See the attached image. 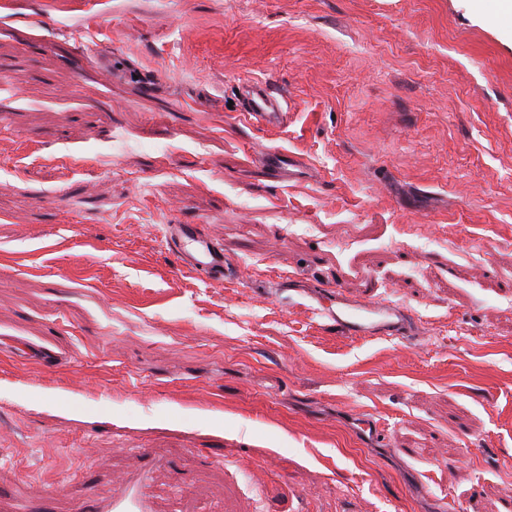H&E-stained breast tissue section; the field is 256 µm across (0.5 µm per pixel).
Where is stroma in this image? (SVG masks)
Listing matches in <instances>:
<instances>
[{
	"label": "stroma",
	"mask_w": 512,
	"mask_h": 512,
	"mask_svg": "<svg viewBox=\"0 0 512 512\" xmlns=\"http://www.w3.org/2000/svg\"><path fill=\"white\" fill-rule=\"evenodd\" d=\"M7 12L1 492L70 512L152 448L230 512H512V33L492 0ZM245 79L282 127L242 114ZM270 149L291 177L265 175ZM184 223L224 247L223 283L167 248ZM331 286L405 308V334L337 332Z\"/></svg>",
	"instance_id": "obj_1"
}]
</instances>
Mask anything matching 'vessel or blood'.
Segmentation results:
<instances>
[{
	"label": "vessel or blood",
	"mask_w": 512,
	"mask_h": 512,
	"mask_svg": "<svg viewBox=\"0 0 512 512\" xmlns=\"http://www.w3.org/2000/svg\"><path fill=\"white\" fill-rule=\"evenodd\" d=\"M244 87V110L252 121L269 128L280 127L286 114L267 85L248 81ZM165 240L182 267L208 281H223L230 260L223 247L202 234L198 225H166ZM321 313L347 336L398 337L404 334L411 320L408 311L395 304L353 300L332 287L323 293ZM139 457L138 467L120 477L111 497L74 499L71 512H156L149 488L156 472L169 467L170 462L150 448L140 449Z\"/></svg>",
	"instance_id": "b4317fda"
}]
</instances>
